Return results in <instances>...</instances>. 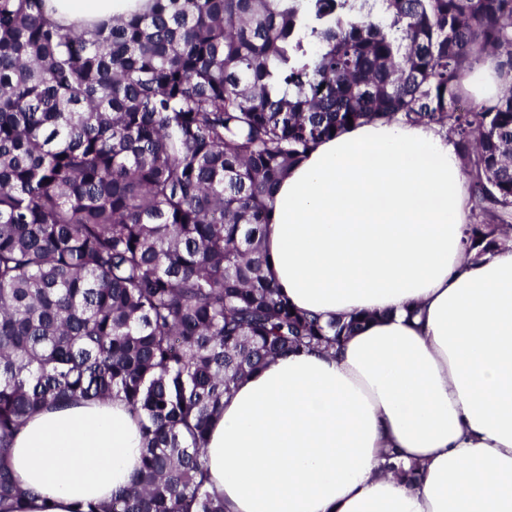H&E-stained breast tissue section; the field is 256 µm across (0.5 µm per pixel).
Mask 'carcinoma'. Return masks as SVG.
I'll list each match as a JSON object with an SVG mask.
<instances>
[{"label": "carcinoma", "mask_w": 512, "mask_h": 512, "mask_svg": "<svg viewBox=\"0 0 512 512\" xmlns=\"http://www.w3.org/2000/svg\"><path fill=\"white\" fill-rule=\"evenodd\" d=\"M484 52L512 74V0H151L93 31L0 0V457L42 406L120 396L141 466L87 512H224L202 460L224 394L364 323L267 275L274 189L319 140L440 127L477 194L468 251L512 241V90L460 91ZM23 495L1 463L0 506Z\"/></svg>", "instance_id": "obj_1"}]
</instances>
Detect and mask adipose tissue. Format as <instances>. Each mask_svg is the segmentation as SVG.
Returning <instances> with one entry per match:
<instances>
[{"label": "adipose tissue", "instance_id": "obj_1", "mask_svg": "<svg viewBox=\"0 0 512 512\" xmlns=\"http://www.w3.org/2000/svg\"><path fill=\"white\" fill-rule=\"evenodd\" d=\"M148 6L48 2L63 29ZM507 87L492 57L463 81L479 105ZM467 211L457 148L430 126L357 125L289 171L264 235L274 283L302 313L368 321L335 353L281 356L225 395L205 468L226 512H512V242L474 259ZM386 448L420 466L415 487L384 472ZM140 460L123 398L78 397L30 414L6 463L19 512H75Z\"/></svg>", "mask_w": 512, "mask_h": 512}]
</instances>
